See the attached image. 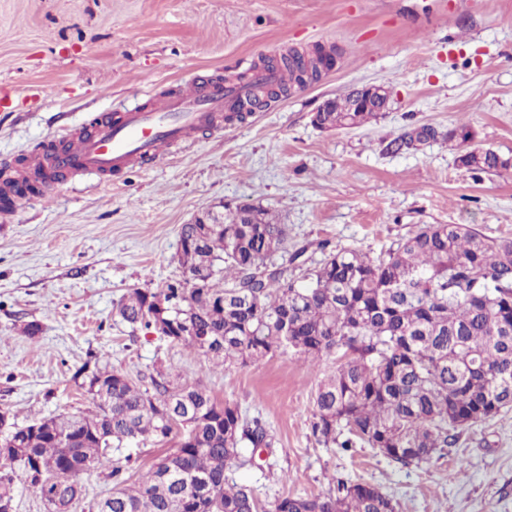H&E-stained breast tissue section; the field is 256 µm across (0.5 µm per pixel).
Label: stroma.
<instances>
[{"label":"stroma","mask_w":512,"mask_h":512,"mask_svg":"<svg viewBox=\"0 0 512 512\" xmlns=\"http://www.w3.org/2000/svg\"><path fill=\"white\" fill-rule=\"evenodd\" d=\"M318 47L334 67L246 121L197 132L165 159L112 177L10 193V211H0V409L23 426L88 408L73 378L88 360L135 380L165 367L266 423L272 453L229 474L263 506L344 478L377 485L397 512H512V411L459 429L444 456L417 466L366 446L327 448L310 421L335 356L312 367L288 353L216 368L116 313L129 289L181 278L180 226L222 203L271 209L311 267L321 243L375 257L423 224L512 238V168L458 161L469 145L512 158V0H0V91L12 101L0 112V181L32 151L124 107L130 88L156 98ZM368 83L390 91L377 120L313 125L327 99ZM420 126L434 139L389 149ZM462 126L472 144L449 139Z\"/></svg>","instance_id":"obj_1"}]
</instances>
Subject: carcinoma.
Wrapping results in <instances>:
<instances>
[{
    "label": "carcinoma",
    "mask_w": 512,
    "mask_h": 512,
    "mask_svg": "<svg viewBox=\"0 0 512 512\" xmlns=\"http://www.w3.org/2000/svg\"><path fill=\"white\" fill-rule=\"evenodd\" d=\"M292 83L317 79L315 59L270 60ZM352 92L321 113L336 129L378 118L347 112ZM412 129L388 147L423 142ZM462 166L498 171L511 158L472 149ZM222 223L197 235L180 227L177 261L186 278L154 291L132 288L119 301L132 328L185 346L218 366L240 367L292 352L312 365L338 356L336 372L313 398L311 433L328 446L365 444L402 466L424 463L455 444L452 431L512 409V239H494L461 224H426L376 258L341 247L297 278L277 256L288 252V227L267 208H224ZM93 409L0 428L4 460L21 473H0V512H12L17 485L72 512L93 470L112 480L97 512H260L253 490L229 480L246 466V448H272L258 418L201 385L162 370L150 385L84 363L74 378ZM178 438V449L144 473L124 449L147 438ZM269 512H396L367 482L338 481L325 494L286 496Z\"/></svg>",
    "instance_id": "obj_1"
}]
</instances>
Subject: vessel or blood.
Wrapping results in <instances>:
<instances>
[{"label": "vessel or blood", "instance_id": "vessel-or-blood-1", "mask_svg": "<svg viewBox=\"0 0 512 512\" xmlns=\"http://www.w3.org/2000/svg\"><path fill=\"white\" fill-rule=\"evenodd\" d=\"M280 79V73L267 69L253 71L244 81L196 79L153 104L140 103V91H131L123 110L96 117L90 135L70 139L64 166L72 173L110 176L134 163L151 162L164 146L208 126L216 113L251 97L254 85Z\"/></svg>", "mask_w": 512, "mask_h": 512}]
</instances>
